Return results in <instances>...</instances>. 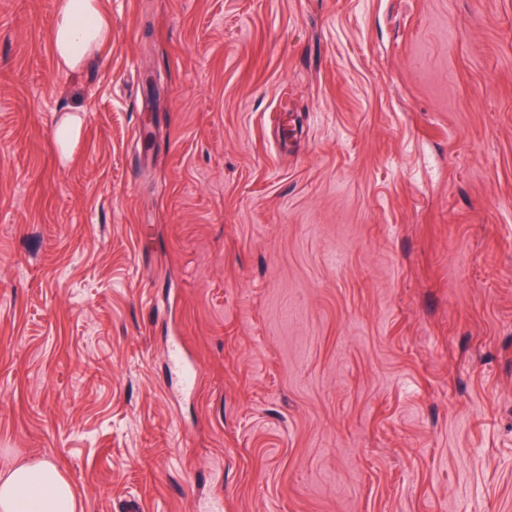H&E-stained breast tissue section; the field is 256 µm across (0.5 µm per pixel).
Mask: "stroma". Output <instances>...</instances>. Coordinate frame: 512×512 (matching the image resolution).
I'll use <instances>...</instances> for the list:
<instances>
[{"instance_id":"obj_1","label":"stroma","mask_w":512,"mask_h":512,"mask_svg":"<svg viewBox=\"0 0 512 512\" xmlns=\"http://www.w3.org/2000/svg\"><path fill=\"white\" fill-rule=\"evenodd\" d=\"M56 6L0 0V469L512 512V0H102L74 71Z\"/></svg>"}]
</instances>
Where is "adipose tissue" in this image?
<instances>
[{"mask_svg":"<svg viewBox=\"0 0 512 512\" xmlns=\"http://www.w3.org/2000/svg\"><path fill=\"white\" fill-rule=\"evenodd\" d=\"M112 38L100 0H59L51 43L61 67L75 69ZM70 483L47 460L20 461L0 471V512H77Z\"/></svg>","mask_w":512,"mask_h":512,"instance_id":"adipose-tissue-1","label":"adipose tissue"}]
</instances>
